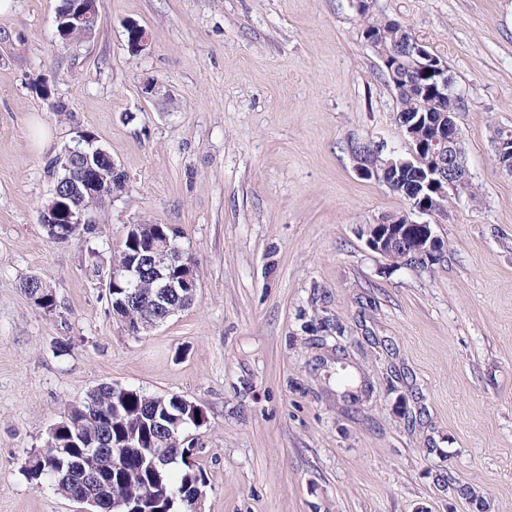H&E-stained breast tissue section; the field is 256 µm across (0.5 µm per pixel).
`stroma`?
<instances>
[{
  "mask_svg": "<svg viewBox=\"0 0 512 512\" xmlns=\"http://www.w3.org/2000/svg\"><path fill=\"white\" fill-rule=\"evenodd\" d=\"M58 3L0 16V512H78L26 461L101 383L204 407L203 512H512V176L494 161L512 0H375L463 100L478 198L452 200L433 227L446 256L422 271L361 233L407 202L356 171L352 142L411 147L352 0H99L73 44ZM80 130L127 187L94 238L55 243L51 162ZM129 224L177 227L200 270L194 304L137 335L85 268ZM339 356L369 386L353 407L325 378Z\"/></svg>",
  "mask_w": 512,
  "mask_h": 512,
  "instance_id": "35a3bbf8",
  "label": "stroma"
}]
</instances>
